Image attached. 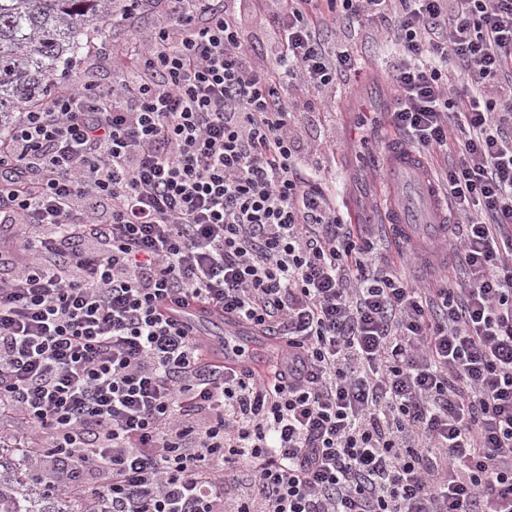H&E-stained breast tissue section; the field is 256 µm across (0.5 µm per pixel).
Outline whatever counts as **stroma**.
I'll return each mask as SVG.
<instances>
[{
  "label": "stroma",
  "instance_id": "stroma-1",
  "mask_svg": "<svg viewBox=\"0 0 512 512\" xmlns=\"http://www.w3.org/2000/svg\"><path fill=\"white\" fill-rule=\"evenodd\" d=\"M338 37L362 65L338 82L329 111L299 117L298 126L305 145L318 151L323 186L348 208L364 204L366 221L375 224L389 199L379 157L393 137L387 113L395 91L389 75L399 56L390 33L368 25L342 30ZM81 80L103 88L112 84V54L102 51L96 40L88 41L81 61L59 76L57 85Z\"/></svg>",
  "mask_w": 512,
  "mask_h": 512
}]
</instances>
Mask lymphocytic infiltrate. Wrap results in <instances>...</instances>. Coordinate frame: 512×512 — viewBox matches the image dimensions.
Returning a JSON list of instances; mask_svg holds the SVG:
<instances>
[{"label": "lymphocytic infiltrate", "instance_id": "1", "mask_svg": "<svg viewBox=\"0 0 512 512\" xmlns=\"http://www.w3.org/2000/svg\"><path fill=\"white\" fill-rule=\"evenodd\" d=\"M123 0L110 88L0 134V447L101 512H512V0ZM392 30L389 125L436 190L448 279L376 263L310 175L294 117L357 65L332 28ZM464 88H450L451 76ZM277 344L265 369L164 308ZM238 15L241 23L246 30L247 40L250 45H253L257 58L260 62L262 60L267 63L265 56L258 54L262 42L266 39V29L261 24L260 18L255 13L254 5L250 2H242L237 5Z\"/></svg>", "mask_w": 512, "mask_h": 512}]
</instances>
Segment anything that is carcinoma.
Returning a JSON list of instances; mask_svg holds the SVG:
<instances>
[{"mask_svg": "<svg viewBox=\"0 0 512 512\" xmlns=\"http://www.w3.org/2000/svg\"><path fill=\"white\" fill-rule=\"evenodd\" d=\"M114 0H0V127L12 113L35 108L57 76L78 63L84 38L105 44ZM0 455V512H81L73 499L54 493L31 496Z\"/></svg>", "mask_w": 512, "mask_h": 512, "instance_id": "cac0c4a2", "label": "carcinoma"}]
</instances>
